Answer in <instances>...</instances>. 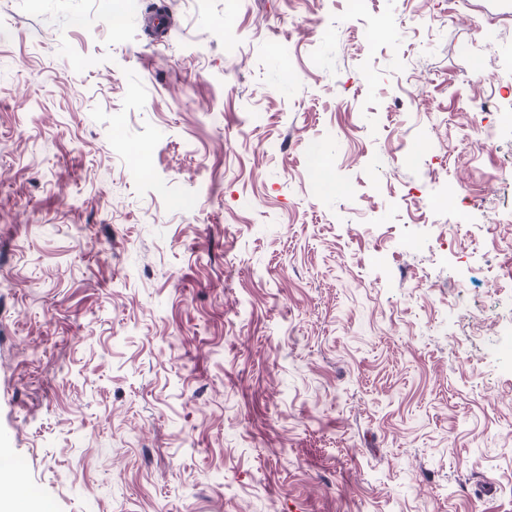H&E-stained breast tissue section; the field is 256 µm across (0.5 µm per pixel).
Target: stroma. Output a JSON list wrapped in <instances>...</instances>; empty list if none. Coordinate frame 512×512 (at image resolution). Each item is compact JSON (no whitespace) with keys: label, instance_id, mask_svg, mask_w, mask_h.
Returning a JSON list of instances; mask_svg holds the SVG:
<instances>
[{"label":"stroma","instance_id":"stroma-1","mask_svg":"<svg viewBox=\"0 0 512 512\" xmlns=\"http://www.w3.org/2000/svg\"><path fill=\"white\" fill-rule=\"evenodd\" d=\"M102 3L0 0V512H512V0Z\"/></svg>","mask_w":512,"mask_h":512}]
</instances>
